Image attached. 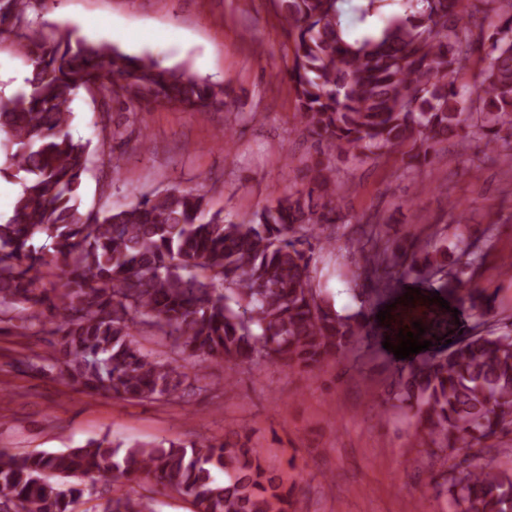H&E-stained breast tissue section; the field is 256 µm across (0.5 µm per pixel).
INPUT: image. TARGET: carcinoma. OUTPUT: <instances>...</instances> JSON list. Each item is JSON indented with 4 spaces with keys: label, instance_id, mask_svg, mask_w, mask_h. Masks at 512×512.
<instances>
[{
    "label": "carcinoma",
    "instance_id": "obj_1",
    "mask_svg": "<svg viewBox=\"0 0 512 512\" xmlns=\"http://www.w3.org/2000/svg\"><path fill=\"white\" fill-rule=\"evenodd\" d=\"M463 2L410 0L412 13L350 44L336 0H278L296 117L323 152L361 162L398 153L408 174L451 137L478 139L490 152L512 145V0H472V11ZM30 6L0 0V33H13L30 71L26 88L0 96V177L19 184L12 215L0 222V325L20 321L51 337L53 351L28 363L31 370L90 395L182 400L198 382L191 359L313 372L369 337L367 310L338 313L311 269L315 248L325 247L322 227L343 208L335 166L317 163L307 192L244 219L177 188L126 208L84 211L93 152L69 132L80 90L191 110L223 102L226 91L108 43L23 29ZM481 52L490 62L479 85L448 79ZM355 262L380 285L403 254L363 245ZM422 271L448 277V295L471 297L463 271L445 272L428 252ZM144 329L169 351L142 346ZM395 384L396 399L416 408V429L446 465L452 512H512V471L487 465L458 476L460 457L488 455L491 441L512 435V328L469 333L445 353L411 360L396 369ZM88 474L153 478L195 512L294 510V485L264 464L242 428L219 443L123 446L103 437L57 453L0 449V506L74 512L84 489L65 479ZM101 512L155 510L149 498L121 495Z\"/></svg>",
    "mask_w": 512,
    "mask_h": 512
}]
</instances>
